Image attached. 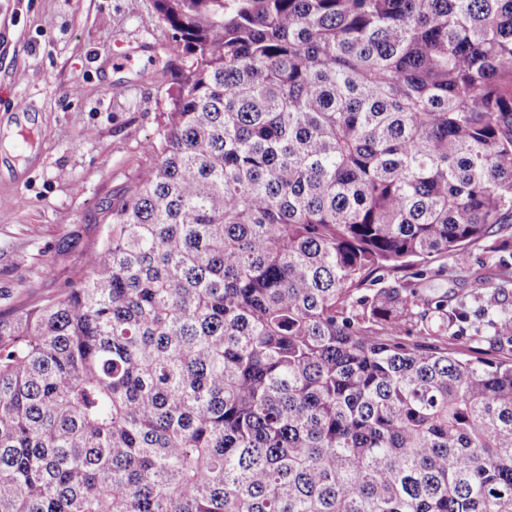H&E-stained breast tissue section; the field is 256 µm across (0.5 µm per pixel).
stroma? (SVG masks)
<instances>
[{
    "instance_id": "35a3bbf8",
    "label": "stroma",
    "mask_w": 512,
    "mask_h": 512,
    "mask_svg": "<svg viewBox=\"0 0 512 512\" xmlns=\"http://www.w3.org/2000/svg\"><path fill=\"white\" fill-rule=\"evenodd\" d=\"M153 0H0V316L60 293L108 230L106 209L151 166L189 62ZM165 69V80L154 77ZM28 103V129L9 106ZM417 286L466 313L449 347L498 357L488 320L512 317V221ZM496 292V307L486 305Z\"/></svg>"
}]
</instances>
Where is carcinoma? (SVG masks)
<instances>
[{
	"label": "carcinoma",
	"mask_w": 512,
	"mask_h": 512,
	"mask_svg": "<svg viewBox=\"0 0 512 512\" xmlns=\"http://www.w3.org/2000/svg\"><path fill=\"white\" fill-rule=\"evenodd\" d=\"M157 162L0 317V512H512V358L368 287L512 218V0H154Z\"/></svg>",
	"instance_id": "carcinoma-1"
}]
</instances>
